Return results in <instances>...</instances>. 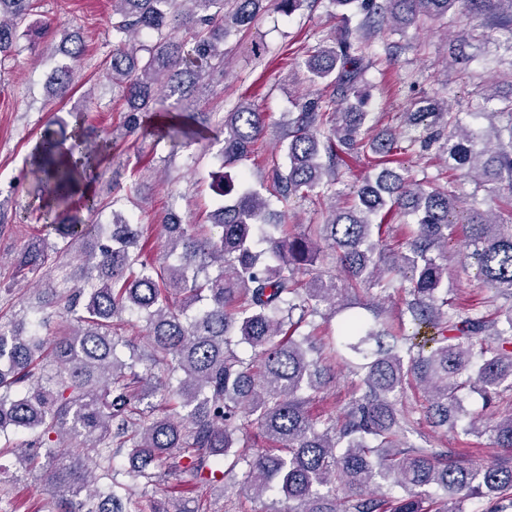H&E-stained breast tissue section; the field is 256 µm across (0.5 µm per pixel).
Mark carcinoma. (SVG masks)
I'll list each match as a JSON object with an SVG mask.
<instances>
[{
	"instance_id": "carcinoma-1",
	"label": "carcinoma",
	"mask_w": 512,
	"mask_h": 512,
	"mask_svg": "<svg viewBox=\"0 0 512 512\" xmlns=\"http://www.w3.org/2000/svg\"><path fill=\"white\" fill-rule=\"evenodd\" d=\"M306 0H112V53L107 68L127 111L123 128L155 119L151 133L172 146L197 139L205 127L191 106L204 86L224 81V42L247 29L268 4L288 15ZM355 5L363 18L343 28L303 65L330 95L302 98L288 113L280 152L266 192L243 173L219 176L220 201L210 221L217 236L193 224L165 220L163 258L147 262L148 227L117 211L112 223L87 224L82 211L107 208L92 183L112 145L109 131L86 132L50 120L31 153L42 195L54 208V240L33 237L14 253L18 273L37 275L52 264L60 288H47L39 307L65 319L62 332L44 336L50 316L0 324V456L56 486L46 512H127L132 488L144 495L166 473L202 488L246 465L241 490L268 492L292 502L288 512H506L512 508V462L480 468L454 460L450 448L420 445L412 415L397 409L413 379L425 394L426 418L469 436L491 432L498 448L512 450V413L490 428L460 397L467 387L491 405L512 392V196L486 209L463 206V185L507 183L512 188V94L482 92L475 112L452 111L448 100L425 97L402 115L404 131L371 135L368 94L359 89L374 57L375 34L457 15L493 22L512 33V0H331ZM35 0H0V60L22 36L42 35L28 22ZM69 62L55 69V96L72 90L74 67L85 46L63 37ZM224 130V166L257 150L264 115L245 101L217 122ZM434 151L461 181L419 179L399 156ZM370 153L380 170L354 191L349 206L331 207L324 222L296 233L282 223L270 198L336 197L343 156ZM404 218L406 249L391 259L377 252L374 231ZM469 228L470 258L480 285L503 304L488 315L448 299V252L455 226ZM94 238L82 263L69 248ZM330 250L339 277L318 269ZM400 287L408 299L397 325L355 311L352 291L379 294ZM342 315L323 334L316 318ZM129 313L146 324L145 345L120 339L114 320ZM415 331L407 333L406 325ZM430 336L413 342L419 330ZM130 351L124 360L118 347ZM341 363L355 391L336 416L313 418L310 400ZM162 397L165 408L150 402ZM256 428L268 442L250 451ZM31 435L11 446V435ZM76 441L64 452L56 440ZM125 456L129 482L112 475V458ZM403 494L388 497L386 484ZM342 487L345 496L336 495ZM443 495L434 499L432 492ZM492 497L494 507L469 508Z\"/></svg>"
}]
</instances>
